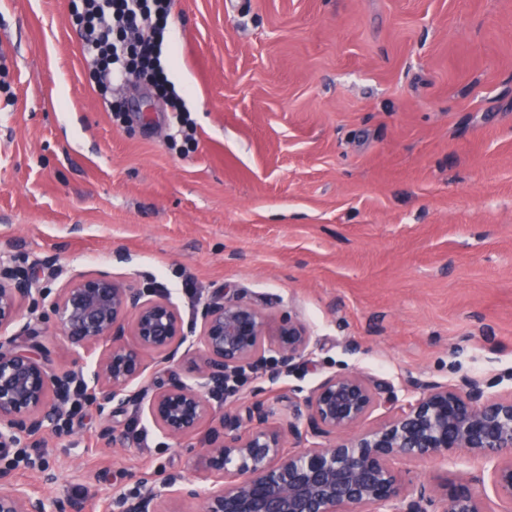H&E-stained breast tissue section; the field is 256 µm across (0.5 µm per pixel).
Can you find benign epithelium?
<instances>
[{"instance_id": "1", "label": "benign epithelium", "mask_w": 512, "mask_h": 512, "mask_svg": "<svg viewBox=\"0 0 512 512\" xmlns=\"http://www.w3.org/2000/svg\"><path fill=\"white\" fill-rule=\"evenodd\" d=\"M46 298L32 278L0 272V460L24 444H45L77 380L91 394L105 393L100 412L135 404L164 438H185L215 418L224 428L200 454L206 485L169 480L164 500L147 476L142 490L123 500L124 512H173L171 504L185 499L201 501L202 512H491L487 484L499 512H512V392H491L493 381L415 379L416 398L371 426L372 412L397 396L391 384L357 371L324 377L302 403L288 401V418L279 423L269 421L262 400L245 406L244 419L219 416L213 401L224 400L227 381L244 368L271 359L287 372L309 360L311 337L301 322H274L237 298L212 300L201 308L199 334L190 337L168 296L103 271L77 274L50 303ZM45 305L72 348L109 342L91 372L52 371L39 323L13 331L23 308ZM20 336L27 341L19 343ZM186 343L195 354L192 381L131 391L146 378V354L171 361ZM305 435L310 446L287 448L289 437ZM456 453L476 458L482 469L446 470L414 485L394 467L398 458ZM0 512H47V504L1 468Z\"/></svg>"}]
</instances>
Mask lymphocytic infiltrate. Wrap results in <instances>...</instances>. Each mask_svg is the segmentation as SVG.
I'll return each mask as SVG.
<instances>
[{
  "label": "lymphocytic infiltrate",
  "instance_id": "obj_1",
  "mask_svg": "<svg viewBox=\"0 0 512 512\" xmlns=\"http://www.w3.org/2000/svg\"><path fill=\"white\" fill-rule=\"evenodd\" d=\"M174 0H79L73 23L88 34L94 74L102 83H125L141 71L152 72L167 95L185 143L195 140V124L161 66L160 56Z\"/></svg>",
  "mask_w": 512,
  "mask_h": 512
}]
</instances>
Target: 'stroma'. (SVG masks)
Returning a JSON list of instances; mask_svg holds the SVG:
<instances>
[{"mask_svg": "<svg viewBox=\"0 0 512 512\" xmlns=\"http://www.w3.org/2000/svg\"><path fill=\"white\" fill-rule=\"evenodd\" d=\"M168 26L186 154L149 82L91 80L71 0H0V262L53 295L110 272L188 328L222 297L301 321L308 364L273 385L247 370L230 413L259 398L278 420L293 390L352 369L402 405L416 378L512 391V0H177ZM70 427L14 476L49 499L83 488L77 512H121L146 473L159 492L195 480L222 433L169 440L132 408Z\"/></svg>", "mask_w": 512, "mask_h": 512, "instance_id": "obj_1", "label": "stroma"}]
</instances>
